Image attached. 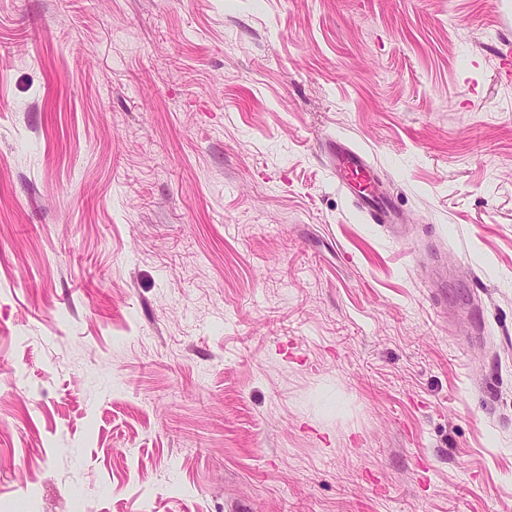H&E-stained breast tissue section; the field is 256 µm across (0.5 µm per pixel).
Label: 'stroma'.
<instances>
[{
	"label": "stroma",
	"mask_w": 512,
	"mask_h": 512,
	"mask_svg": "<svg viewBox=\"0 0 512 512\" xmlns=\"http://www.w3.org/2000/svg\"><path fill=\"white\" fill-rule=\"evenodd\" d=\"M504 12L0 0V512H512ZM335 159L336 181L351 192L352 201L367 223L391 224L396 210L389 197L382 195L381 186L373 166L365 155L348 147L342 141H336L331 147Z\"/></svg>",
	"instance_id": "35a3bbf8"
}]
</instances>
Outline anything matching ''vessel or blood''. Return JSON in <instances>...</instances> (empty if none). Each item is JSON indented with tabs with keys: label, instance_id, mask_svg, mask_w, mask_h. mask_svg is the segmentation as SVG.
I'll list each match as a JSON object with an SVG mask.
<instances>
[{
	"label": "vessel or blood",
	"instance_id": "obj_1",
	"mask_svg": "<svg viewBox=\"0 0 512 512\" xmlns=\"http://www.w3.org/2000/svg\"><path fill=\"white\" fill-rule=\"evenodd\" d=\"M331 152L336 162L337 183L350 190L357 211L367 223H392L396 211L390 198L382 194L379 180L365 155L341 141L332 145Z\"/></svg>",
	"mask_w": 512,
	"mask_h": 512
}]
</instances>
